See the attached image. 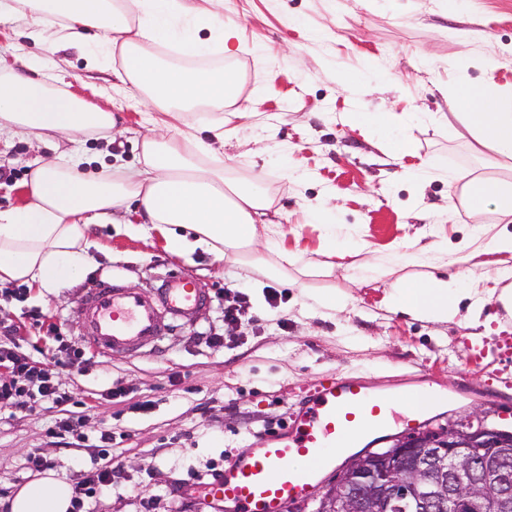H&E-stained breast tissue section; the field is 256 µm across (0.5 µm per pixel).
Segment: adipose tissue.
Wrapping results in <instances>:
<instances>
[{"label":"adipose tissue","mask_w":512,"mask_h":512,"mask_svg":"<svg viewBox=\"0 0 512 512\" xmlns=\"http://www.w3.org/2000/svg\"><path fill=\"white\" fill-rule=\"evenodd\" d=\"M21 15L31 41L55 47L66 41L94 68L120 58L117 93L134 92L161 118L178 119L203 104L231 106L240 75L232 68L191 69L159 63L147 44H171L187 57L206 55L213 43L227 44L236 27L222 16L202 13L184 0H0V18ZM209 28V38L198 35ZM43 57L25 69L0 61V124L42 136H104L115 125L110 111L90 104L43 78ZM456 118L478 144L491 146L508 177H472L461 201L475 215L495 207L512 223V87L473 83L466 69L450 81ZM210 140L188 133L149 136L141 142L134 172L110 165L84 172L79 161L35 168L26 203L0 210V284L17 283L52 293L81 279L98 243L95 225L113 211L134 207L138 223L124 232L143 236L158 231L168 252L187 256L196 250L243 256L257 243V226L272 206L262 175L248 184L225 182L220 167H205L200 157L217 158L223 125L210 127ZM461 290L457 276L394 279L388 306L433 321L451 320ZM72 488L55 474L29 481L10 501V512H68Z\"/></svg>","instance_id":"adipose-tissue-1"}]
</instances>
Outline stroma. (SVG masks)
Returning a JSON list of instances; mask_svg holds the SVG:
<instances>
[{"label": "stroma", "instance_id": "1", "mask_svg": "<svg viewBox=\"0 0 512 512\" xmlns=\"http://www.w3.org/2000/svg\"><path fill=\"white\" fill-rule=\"evenodd\" d=\"M225 23L239 28L242 52H216L206 68L231 67L242 77L238 105H202L185 116L193 134L223 124L224 176L246 182L264 172V186L280 212L277 241L296 255L289 281L263 279L259 262L276 257L264 244L256 261L203 251L186 257L167 252L158 234L129 236L117 225L95 226L101 244L83 279L55 293L16 285L0 288V323L17 327L29 349L40 336L31 314L56 324L65 340L82 348L75 311L84 296L112 279L144 291L174 273L206 288L211 302L192 324L169 323L159 346L140 354L104 356L84 350L58 364L53 345L42 362L70 400L36 409L0 410V492L5 497L35 479L27 467L32 452L53 463L54 472L75 482L79 470L120 466L121 482L104 487L90 512H214L202 499L179 492V484L209 480L211 470L280 428L296 412L304 389L328 377H359L375 392L398 396L406 381L431 379L440 398L427 411L432 423L466 418L482 407L489 424L512 431V309L498 297L512 277L496 274L498 254L484 247L500 229L487 209L475 216L447 211L456 186L446 179L415 187L407 170L434 159L450 175L467 180L496 172L498 156L478 145L459 123H446L450 103L439 91L454 67L480 56L498 58L495 70L469 67L472 81L512 86V0H224L212 4ZM476 30L480 40L464 44L449 29ZM48 71L61 87L110 110L113 139L76 136L37 143L9 126L0 127V209L22 204L31 170L42 161L61 162L111 155L113 164L138 165L144 136L154 134L151 106L115 101L103 91L116 84L113 69L91 70L76 50L48 56ZM370 112L381 128L353 127L347 113ZM418 114L411 129L414 150L390 155L387 131ZM330 208L343 230L329 244L325 225L307 222L308 205ZM473 239L483 248L481 267L450 266L465 292L453 320L435 322L391 311L388 281L361 280L345 272L352 261L393 262L399 274L424 275L442 262L436 246ZM335 246V269L307 275L302 265ZM277 300H270V291ZM333 293L346 303L325 313L313 295ZM240 310L238 322L225 309ZM220 336L221 346L205 344ZM150 409H143V402ZM83 417L87 440L70 448L50 434L56 422ZM112 436L109 454L99 448L100 431Z\"/></svg>", "mask_w": 512, "mask_h": 512}]
</instances>
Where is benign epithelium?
Returning <instances> with one entry per match:
<instances>
[{
	"label": "benign epithelium",
	"instance_id": "1",
	"mask_svg": "<svg viewBox=\"0 0 512 512\" xmlns=\"http://www.w3.org/2000/svg\"><path fill=\"white\" fill-rule=\"evenodd\" d=\"M387 442L346 459L320 492L318 512H512V432L481 413Z\"/></svg>",
	"mask_w": 512,
	"mask_h": 512
}]
</instances>
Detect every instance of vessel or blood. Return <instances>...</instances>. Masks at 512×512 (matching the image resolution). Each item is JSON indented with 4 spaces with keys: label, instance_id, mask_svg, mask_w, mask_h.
I'll return each mask as SVG.
<instances>
[{
    "label": "vessel or blood",
    "instance_id": "obj_1",
    "mask_svg": "<svg viewBox=\"0 0 512 512\" xmlns=\"http://www.w3.org/2000/svg\"><path fill=\"white\" fill-rule=\"evenodd\" d=\"M209 301L206 289L173 274L153 294L102 282L76 313L83 342L105 354L136 355L156 346L167 321L192 323ZM392 403L357 377L330 378L307 389L285 425L233 456L198 489L224 512H283L314 495L323 470L369 430L389 426Z\"/></svg>",
    "mask_w": 512,
    "mask_h": 512
}]
</instances>
